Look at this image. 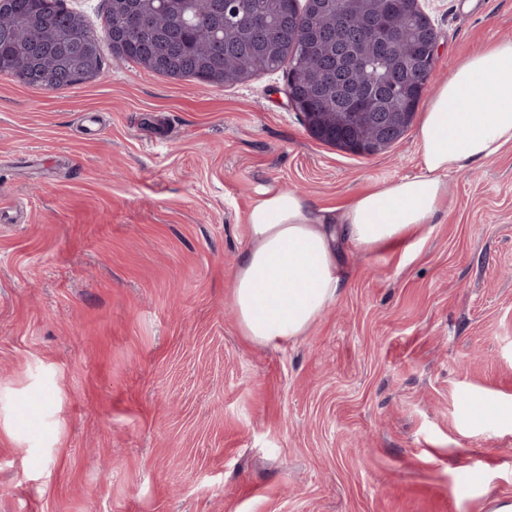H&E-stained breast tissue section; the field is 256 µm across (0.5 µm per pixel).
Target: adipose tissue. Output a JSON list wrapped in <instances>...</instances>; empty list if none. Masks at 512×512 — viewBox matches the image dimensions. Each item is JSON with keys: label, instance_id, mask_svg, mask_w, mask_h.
I'll list each match as a JSON object with an SVG mask.
<instances>
[{"label": "adipose tissue", "instance_id": "ef3b65f1", "mask_svg": "<svg viewBox=\"0 0 512 512\" xmlns=\"http://www.w3.org/2000/svg\"><path fill=\"white\" fill-rule=\"evenodd\" d=\"M421 170L317 208L269 187L247 214L248 245L231 293L239 327L268 344L305 335L345 283L343 248L399 243L441 211L448 177L512 143V40L466 58L429 101L417 131Z\"/></svg>", "mask_w": 512, "mask_h": 512}]
</instances>
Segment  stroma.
<instances>
[{
    "label": "stroma",
    "mask_w": 512,
    "mask_h": 512,
    "mask_svg": "<svg viewBox=\"0 0 512 512\" xmlns=\"http://www.w3.org/2000/svg\"><path fill=\"white\" fill-rule=\"evenodd\" d=\"M457 63L512 0H421ZM0 73V512H490L512 500V145L404 244L344 253L306 335L243 336L230 283L276 186L335 207L419 173L310 135L283 70L234 84L115 59Z\"/></svg>",
    "instance_id": "obj_1"
}]
</instances>
